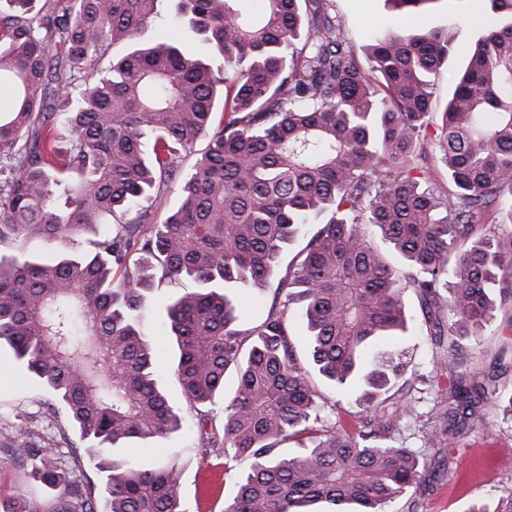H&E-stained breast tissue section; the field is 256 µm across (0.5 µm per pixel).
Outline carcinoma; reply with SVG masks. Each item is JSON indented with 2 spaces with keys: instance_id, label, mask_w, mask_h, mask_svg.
Returning <instances> with one entry per match:
<instances>
[{
  "instance_id": "cac0c4a2",
  "label": "carcinoma",
  "mask_w": 512,
  "mask_h": 512,
  "mask_svg": "<svg viewBox=\"0 0 512 512\" xmlns=\"http://www.w3.org/2000/svg\"><path fill=\"white\" fill-rule=\"evenodd\" d=\"M0 7V245L39 237L72 246L52 259L0 255V343L66 408L104 473L106 512H182L173 465L122 468L119 444L181 429L159 381V349L140 327L147 293L199 284L166 306L174 376L201 431L224 405L223 435L201 454L236 476L223 512H300L324 501L419 512L427 460L455 463L458 439L483 424L512 347L478 374L454 372L426 413L421 447L401 439L416 416L404 351L367 356L408 331L406 294L421 302L443 355L478 339L494 297L512 299V0L478 38L444 110L431 76L454 46L421 26L375 35L358 57L334 0H175L173 21L201 36L211 62L147 38L161 0H5ZM220 120H214L217 107ZM438 118L448 190L422 188L428 127ZM208 144L182 176L193 146ZM179 205L165 210L170 188ZM102 238L82 240L101 226ZM403 261L383 257L368 228ZM305 247L278 281L283 299L239 329L235 285H263L298 236ZM304 310L308 364L289 307ZM315 370L335 388L358 380L362 417L331 419ZM396 390L397 406L378 402ZM294 442L284 454L279 445ZM11 447L42 484L77 494L80 456L31 427Z\"/></svg>"
}]
</instances>
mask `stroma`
Segmentation results:
<instances>
[{
  "instance_id": "1",
  "label": "stroma",
  "mask_w": 512,
  "mask_h": 512,
  "mask_svg": "<svg viewBox=\"0 0 512 512\" xmlns=\"http://www.w3.org/2000/svg\"><path fill=\"white\" fill-rule=\"evenodd\" d=\"M335 9L346 24L349 38L356 48H364L373 33L423 23L430 29L447 30L455 46L435 80L433 106L442 110L448 89L464 65L466 52L473 47L483 27L495 24L496 15L484 12L474 21L468 0H439L422 16H403L391 0H335ZM405 311L409 320L406 335L383 343L386 351H405L407 376L416 384L435 375L434 361L439 354L427 333L425 321L414 295H406ZM160 379L175 406L180 407L182 429L166 438L144 443L136 451L116 449L113 459L119 464L148 469L162 462H173L180 470L185 512H223L224 501L234 493V480L224 474V461L202 457L199 452L200 432L193 410L184 408L180 388L172 371L171 355H164ZM52 398L31 381L15 360L8 345L0 346V498L24 499L38 512H55V491L35 482L29 461L15 449L4 445V437L22 426H38L50 432L67 426L65 414L46 417ZM512 448V422L503 412L488 406L483 426L461 438L456 445L455 464L443 471L432 491L425 495V512H469L473 505L495 512L504 489L512 487V467L501 466L500 460Z\"/></svg>"
}]
</instances>
